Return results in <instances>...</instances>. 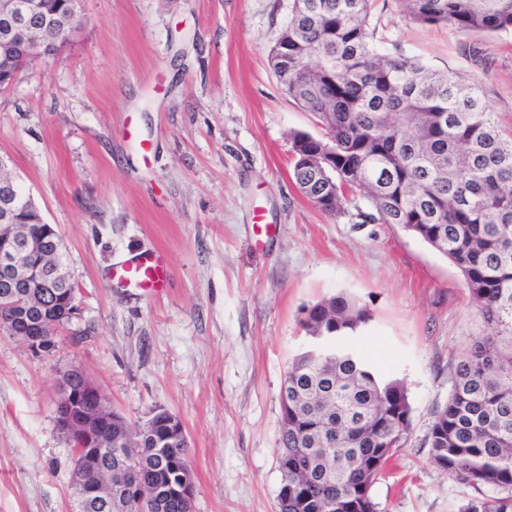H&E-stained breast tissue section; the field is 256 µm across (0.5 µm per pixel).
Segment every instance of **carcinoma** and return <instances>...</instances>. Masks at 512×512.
Listing matches in <instances>:
<instances>
[{"label": "carcinoma", "instance_id": "obj_1", "mask_svg": "<svg viewBox=\"0 0 512 512\" xmlns=\"http://www.w3.org/2000/svg\"><path fill=\"white\" fill-rule=\"evenodd\" d=\"M372 0H291L270 64L287 94L323 126L293 135V179L329 215L349 195L372 206L365 223L399 224L463 274L486 334L452 367L448 402L430 427L433 458L451 478L512 490V140L498 133L476 88L452 75L377 50L369 34ZM426 25L460 33L512 31V0H403ZM65 19L68 0H43ZM319 154L327 175L305 164ZM371 320L345 296L305 309L310 346L288 367L277 468L288 480L278 512H375L370 487L406 441L411 407L400 381L382 375L351 344ZM100 461H133L132 483L112 484V512H128L133 483L164 480L163 512H194L178 492L189 468L188 440L159 450L110 445ZM464 512H512V494L474 499Z\"/></svg>", "mask_w": 512, "mask_h": 512}]
</instances>
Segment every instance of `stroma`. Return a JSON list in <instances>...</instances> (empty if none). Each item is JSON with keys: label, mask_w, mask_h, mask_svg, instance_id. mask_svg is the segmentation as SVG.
<instances>
[{"label": "stroma", "mask_w": 512, "mask_h": 512, "mask_svg": "<svg viewBox=\"0 0 512 512\" xmlns=\"http://www.w3.org/2000/svg\"><path fill=\"white\" fill-rule=\"evenodd\" d=\"M291 0H81L85 23L0 89V154L59 232L81 317L48 356L0 332V512H72L56 428L64 371L82 369L134 425L154 408L189 437L194 512H277L279 392L307 344L303 308L345 295L371 319L355 344L409 397L403 448L370 488L377 512H462L479 495L431 457L449 367L481 332L461 273L399 225L330 216L292 178V134L320 135L269 53ZM386 54L479 87L512 138V31L461 34L373 0ZM273 225L265 235L263 225ZM160 251L158 296L112 267Z\"/></svg>", "instance_id": "stroma-1"}]
</instances>
